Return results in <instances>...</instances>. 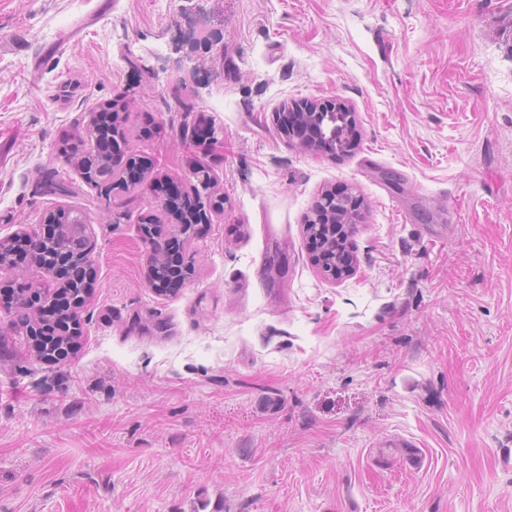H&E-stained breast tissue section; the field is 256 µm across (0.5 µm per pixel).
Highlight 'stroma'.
<instances>
[{
	"label": "stroma",
	"instance_id": "obj_1",
	"mask_svg": "<svg viewBox=\"0 0 512 512\" xmlns=\"http://www.w3.org/2000/svg\"><path fill=\"white\" fill-rule=\"evenodd\" d=\"M334 100L352 148L283 130ZM113 102L148 170L108 194L72 155ZM199 168L224 210L162 294L146 184ZM344 185L335 280L305 224ZM60 210L94 286L57 364L0 305V512H512V0H0V238Z\"/></svg>",
	"mask_w": 512,
	"mask_h": 512
}]
</instances>
